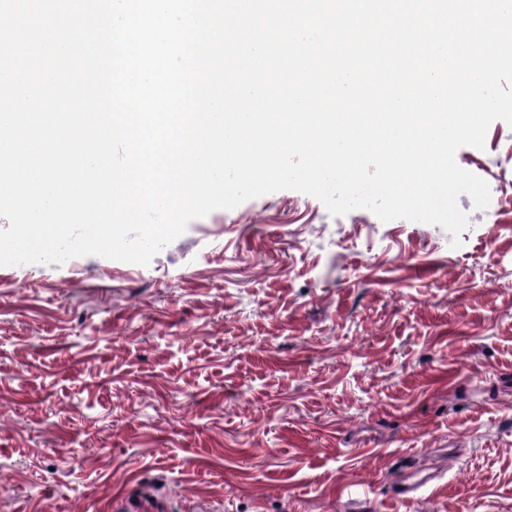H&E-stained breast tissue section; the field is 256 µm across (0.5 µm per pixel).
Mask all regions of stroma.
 Listing matches in <instances>:
<instances>
[{
  "label": "stroma",
  "instance_id": "obj_1",
  "mask_svg": "<svg viewBox=\"0 0 512 512\" xmlns=\"http://www.w3.org/2000/svg\"><path fill=\"white\" fill-rule=\"evenodd\" d=\"M455 159L456 248L284 190L0 266V512H512V126Z\"/></svg>",
  "mask_w": 512,
  "mask_h": 512
}]
</instances>
